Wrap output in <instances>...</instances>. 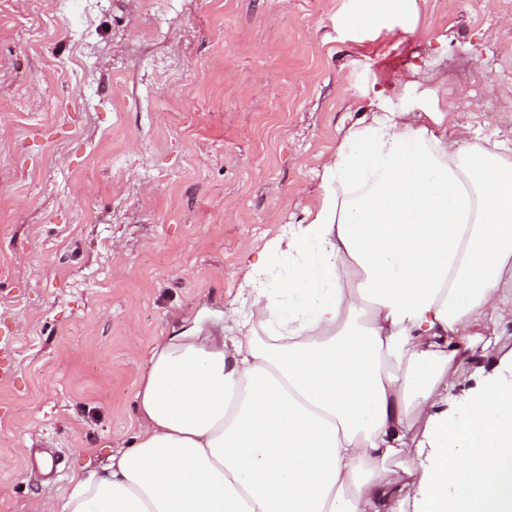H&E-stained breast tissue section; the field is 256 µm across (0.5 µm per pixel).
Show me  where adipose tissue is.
Returning a JSON list of instances; mask_svg holds the SVG:
<instances>
[{
	"instance_id": "ef3b65f1",
	"label": "adipose tissue",
	"mask_w": 512,
	"mask_h": 512,
	"mask_svg": "<svg viewBox=\"0 0 512 512\" xmlns=\"http://www.w3.org/2000/svg\"><path fill=\"white\" fill-rule=\"evenodd\" d=\"M321 182L250 264L236 328L146 351L133 445L58 512H404L403 477L414 512H512L507 359L449 393L483 329L512 324V146L377 109Z\"/></svg>"
}]
</instances>
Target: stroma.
Returning a JSON list of instances; mask_svg holds the SVG:
<instances>
[{"instance_id":"35a3bbf8","label":"stroma","mask_w":512,"mask_h":512,"mask_svg":"<svg viewBox=\"0 0 512 512\" xmlns=\"http://www.w3.org/2000/svg\"><path fill=\"white\" fill-rule=\"evenodd\" d=\"M0 0V512L137 430L142 353L242 319L376 108L512 142V0Z\"/></svg>"}]
</instances>
